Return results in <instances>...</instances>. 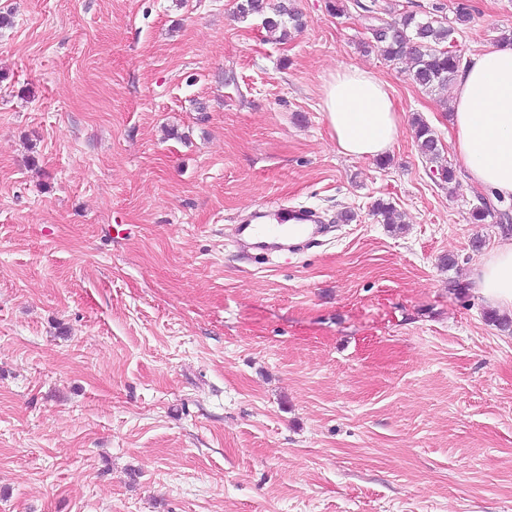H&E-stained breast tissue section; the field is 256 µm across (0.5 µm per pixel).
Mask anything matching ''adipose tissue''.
Returning a JSON list of instances; mask_svg holds the SVG:
<instances>
[{"mask_svg": "<svg viewBox=\"0 0 512 512\" xmlns=\"http://www.w3.org/2000/svg\"><path fill=\"white\" fill-rule=\"evenodd\" d=\"M453 149L471 186L512 199V46L490 45L468 58L453 83ZM321 109L337 151L374 159L389 151L401 115L386 82L369 70H337L325 82ZM486 303L512 313V240L485 253L472 276Z\"/></svg>", "mask_w": 512, "mask_h": 512, "instance_id": "adipose-tissue-1", "label": "adipose tissue"}]
</instances>
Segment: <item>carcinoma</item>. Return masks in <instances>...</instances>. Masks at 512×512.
<instances>
[{
    "instance_id": "obj_1",
    "label": "carcinoma",
    "mask_w": 512,
    "mask_h": 512,
    "mask_svg": "<svg viewBox=\"0 0 512 512\" xmlns=\"http://www.w3.org/2000/svg\"><path fill=\"white\" fill-rule=\"evenodd\" d=\"M236 14L240 18L259 16L262 26L269 34L280 33V39L288 36L286 23L300 26L299 13L293 4H279L273 15L266 13V0H240L236 5ZM372 23L366 27L369 38L365 45L375 42L380 45L384 59L396 64L406 56L413 57L415 82L428 90L446 89L454 79L462 62V57L453 50L457 34L461 27L471 20L467 5L456 7L451 21L433 16L419 17L406 12L390 20L380 16H371ZM415 139L420 153L429 161L438 164L437 173L441 180L451 182L454 170L451 166L439 164V140L431 127L423 120L414 119Z\"/></svg>"
}]
</instances>
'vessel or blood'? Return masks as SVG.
<instances>
[{"label": "vessel or blood", "mask_w": 512, "mask_h": 512, "mask_svg": "<svg viewBox=\"0 0 512 512\" xmlns=\"http://www.w3.org/2000/svg\"><path fill=\"white\" fill-rule=\"evenodd\" d=\"M318 221L313 211L280 204L272 210L258 211L252 224L240 226L238 232L252 236L256 247L262 251L281 252L285 249V236L291 233L302 238L313 235Z\"/></svg>", "instance_id": "vessel-or-blood-1"}]
</instances>
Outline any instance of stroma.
<instances>
[{"mask_svg":"<svg viewBox=\"0 0 512 512\" xmlns=\"http://www.w3.org/2000/svg\"><path fill=\"white\" fill-rule=\"evenodd\" d=\"M331 2L279 42L237 0H0V512H512V326L470 280L500 222L451 93L359 44L457 0ZM468 3L462 54L512 34ZM344 66L391 87L386 165L332 145ZM273 203L328 229L262 264L233 229ZM415 139L420 153L430 162L440 159L439 140L431 127L419 118L414 119Z\"/></svg>","mask_w":512,"mask_h":512,"instance_id":"obj_1","label":"stroma"}]
</instances>
